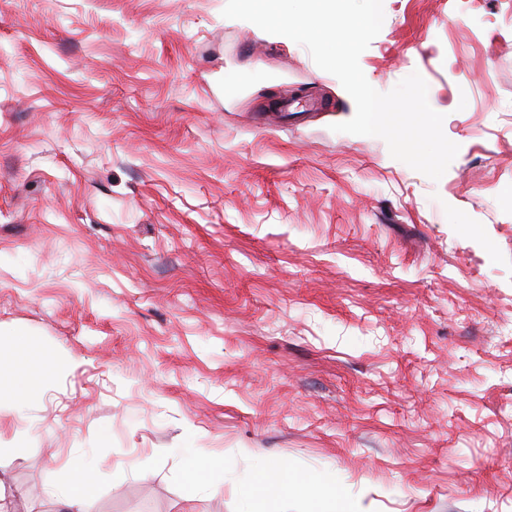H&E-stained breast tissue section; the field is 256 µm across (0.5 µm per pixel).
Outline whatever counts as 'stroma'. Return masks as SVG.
<instances>
[{"label":"stroma","mask_w":512,"mask_h":512,"mask_svg":"<svg viewBox=\"0 0 512 512\" xmlns=\"http://www.w3.org/2000/svg\"><path fill=\"white\" fill-rule=\"evenodd\" d=\"M226 2L0 0V345L65 366L0 407L10 512L78 464L86 512H242L274 463L363 512H512V0H383L359 63L426 81L436 181ZM216 471H224V457L210 454L203 450H193L191 457L185 462L181 478L185 486L193 493H214L218 485L211 484L209 475Z\"/></svg>","instance_id":"stroma-1"}]
</instances>
